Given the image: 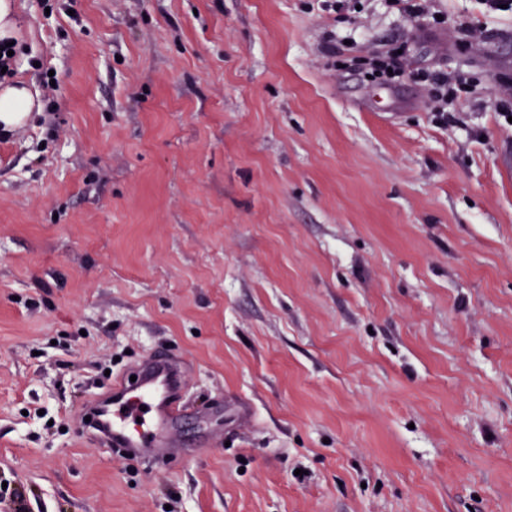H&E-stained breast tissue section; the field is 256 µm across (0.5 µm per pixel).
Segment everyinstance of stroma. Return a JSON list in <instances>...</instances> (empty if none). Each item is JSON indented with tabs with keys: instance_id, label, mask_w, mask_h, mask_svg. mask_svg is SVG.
I'll use <instances>...</instances> for the list:
<instances>
[{
	"instance_id": "1",
	"label": "stroma",
	"mask_w": 512,
	"mask_h": 512,
	"mask_svg": "<svg viewBox=\"0 0 512 512\" xmlns=\"http://www.w3.org/2000/svg\"><path fill=\"white\" fill-rule=\"evenodd\" d=\"M419 2L13 0L0 512H512V10ZM157 354L150 465L84 419ZM32 97L25 86L6 85L0 89V125L9 128L19 124L31 112Z\"/></svg>"
}]
</instances>
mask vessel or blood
I'll use <instances>...</instances> for the list:
<instances>
[{
	"label": "vessel or blood",
	"instance_id": "vessel-or-blood-1",
	"mask_svg": "<svg viewBox=\"0 0 512 512\" xmlns=\"http://www.w3.org/2000/svg\"><path fill=\"white\" fill-rule=\"evenodd\" d=\"M181 365L155 356L139 364L134 376L115 381L109 399L96 405L95 428L109 446L155 463L172 450L184 416Z\"/></svg>",
	"mask_w": 512,
	"mask_h": 512
}]
</instances>
